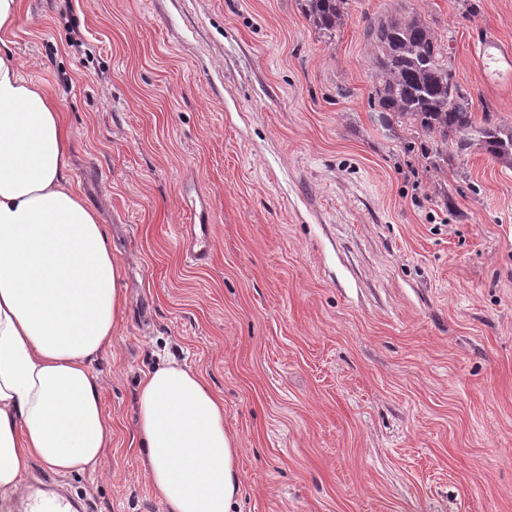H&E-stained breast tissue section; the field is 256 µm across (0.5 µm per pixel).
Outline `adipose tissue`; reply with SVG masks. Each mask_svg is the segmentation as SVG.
<instances>
[{"instance_id": "1", "label": "adipose tissue", "mask_w": 512, "mask_h": 512, "mask_svg": "<svg viewBox=\"0 0 512 512\" xmlns=\"http://www.w3.org/2000/svg\"><path fill=\"white\" fill-rule=\"evenodd\" d=\"M0 50V505L31 462L62 475L100 465L112 432L90 370L125 315L121 266L70 177L54 99ZM137 439L168 512H234L239 446L203 378L157 365L137 395Z\"/></svg>"}]
</instances>
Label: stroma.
I'll return each instance as SVG.
<instances>
[{"instance_id": "35a3bbf8", "label": "stroma", "mask_w": 512, "mask_h": 512, "mask_svg": "<svg viewBox=\"0 0 512 512\" xmlns=\"http://www.w3.org/2000/svg\"><path fill=\"white\" fill-rule=\"evenodd\" d=\"M408 13L475 118L511 124L476 47L512 48V0H348L331 32L303 0H23L10 47L64 116L127 301L91 365L100 468L31 464L29 494L167 512L133 437L170 358L224 401L241 512H512V164L452 149L436 172L374 100L365 29Z\"/></svg>"}]
</instances>
